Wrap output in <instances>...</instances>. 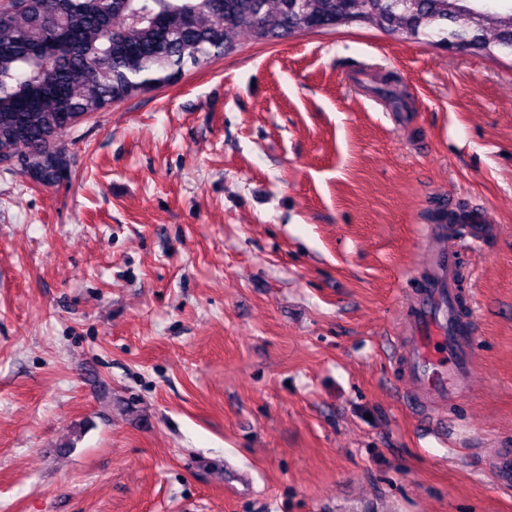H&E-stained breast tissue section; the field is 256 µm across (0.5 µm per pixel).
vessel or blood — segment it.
Segmentation results:
<instances>
[{
	"mask_svg": "<svg viewBox=\"0 0 512 512\" xmlns=\"http://www.w3.org/2000/svg\"><path fill=\"white\" fill-rule=\"evenodd\" d=\"M429 283L408 310L409 338L399 357L410 391L421 401L450 403L465 394L472 372L474 334L455 314L454 253L439 225L428 228ZM498 484L512 486V448L496 449Z\"/></svg>",
	"mask_w": 512,
	"mask_h": 512,
	"instance_id": "vessel-or-blood-1",
	"label": "vessel or blood"
}]
</instances>
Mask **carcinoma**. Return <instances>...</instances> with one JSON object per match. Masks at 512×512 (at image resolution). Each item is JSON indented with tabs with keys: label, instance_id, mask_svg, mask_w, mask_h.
Segmentation results:
<instances>
[{
	"label": "carcinoma",
	"instance_id": "1",
	"mask_svg": "<svg viewBox=\"0 0 512 512\" xmlns=\"http://www.w3.org/2000/svg\"><path fill=\"white\" fill-rule=\"evenodd\" d=\"M365 21L512 56V0H22L0 9V147L54 183L46 148L68 118L177 81L232 51L236 32L267 42Z\"/></svg>",
	"mask_w": 512,
	"mask_h": 512
}]
</instances>
